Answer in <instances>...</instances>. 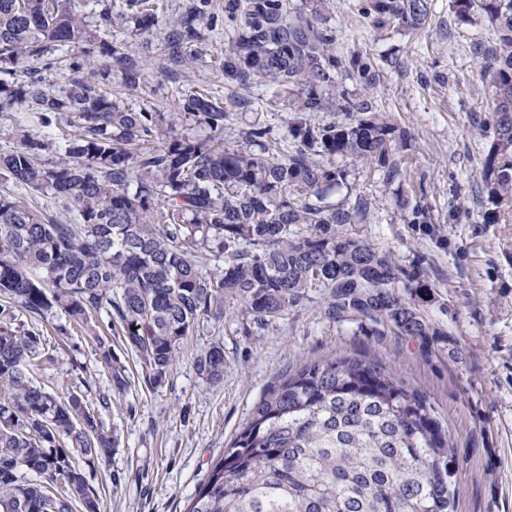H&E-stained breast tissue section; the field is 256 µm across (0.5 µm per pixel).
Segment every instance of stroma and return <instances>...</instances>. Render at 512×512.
Returning a JSON list of instances; mask_svg holds the SVG:
<instances>
[{"mask_svg": "<svg viewBox=\"0 0 512 512\" xmlns=\"http://www.w3.org/2000/svg\"><path fill=\"white\" fill-rule=\"evenodd\" d=\"M114 0H90L84 13L108 41L126 43L147 68L143 90L129 93L119 78L105 86L120 106L176 112L178 99L199 90L230 113L224 143L245 148V133L260 124L283 147L288 129V91L254 80L228 84L212 68L227 34L205 33L198 61L167 77L164 43L133 36L130 27L103 28L100 16ZM358 0H326L324 14L336 30V46L367 57L378 74L372 89L350 81L351 97L370 99L377 111L406 130L410 144L397 149L401 176L385 184L379 174L356 165V190L371 199L368 223L356 230L416 269L433 295L425 308L437 333L410 336L387 323L348 316L331 319L320 294L270 325L243 331L241 306L224 310L208 334L189 337L162 382L148 380L144 364L107 317L96 320L100 336L126 369L127 384L116 388L98 361L84 329L53 310L39 324L55 360L36 375L57 397L88 384V401L112 396L98 419L116 433L119 446L89 473L107 512H185L225 446L255 404L289 370L311 360L359 355L393 370L408 386L424 391L443 427L457 444L460 470L454 512H512V224H488L480 184L489 141L477 127L484 115L477 44H490L487 22L466 23L448 0H430L420 30L377 33L357 12ZM427 205L434 235L404 223L396 197ZM459 210V220L448 218ZM224 343V379L206 382L193 365L195 350L209 340Z\"/></svg>", "mask_w": 512, "mask_h": 512, "instance_id": "obj_1", "label": "stroma"}]
</instances>
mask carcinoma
<instances>
[{"label": "carcinoma", "instance_id": "carcinoma-1", "mask_svg": "<svg viewBox=\"0 0 512 512\" xmlns=\"http://www.w3.org/2000/svg\"><path fill=\"white\" fill-rule=\"evenodd\" d=\"M85 0H0V99L62 127L61 157L43 159L52 141L22 122L15 145L0 151V175L58 198L66 215L40 212L0 194V297L32 323L14 326L0 305V512H105L86 469L118 444L80 391L58 400L36 372L54 361L37 323L63 311L91 335L118 388L122 366L93 329L102 313L160 383L188 337L224 319L238 304L254 325H267L320 293L333 316L382 319L402 333L434 336L422 312L429 289L414 271L346 229L364 224L372 201L353 193L349 160L391 184L399 176L395 146L404 134L365 99L349 97L337 77L371 88L376 74L359 55L336 49L321 0H194L162 17L145 0H123L105 21L131 20L134 34L163 36L170 61H194L202 31L229 34L213 60L229 82L253 78L298 89L288 138L271 152L270 130L246 133L250 149L224 146L217 133L229 113L197 92L179 108L214 136L171 137L162 112L126 109L102 90L116 74L132 91L147 73L129 50L109 43L79 12ZM461 19L479 11L495 42L476 50L491 138L480 180L489 224L512 222V0H449ZM377 32L425 25L429 0H363ZM66 56L68 86L54 88L24 62L48 69ZM338 120L315 124L312 112ZM346 189L342 203L329 193ZM407 224L434 234L428 206L410 207ZM224 256L208 267L207 254ZM197 372L224 379V343L196 350ZM459 468L456 444L426 394L379 362L358 356L311 361L288 372L189 499L187 512H453Z\"/></svg>", "mask_w": 512, "mask_h": 512}]
</instances>
